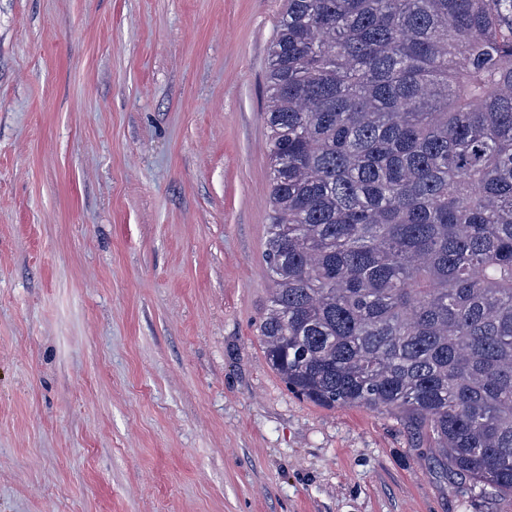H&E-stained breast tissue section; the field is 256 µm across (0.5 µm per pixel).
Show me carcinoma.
Wrapping results in <instances>:
<instances>
[{"mask_svg": "<svg viewBox=\"0 0 512 512\" xmlns=\"http://www.w3.org/2000/svg\"><path fill=\"white\" fill-rule=\"evenodd\" d=\"M266 90L269 364L512 496V0H287Z\"/></svg>", "mask_w": 512, "mask_h": 512, "instance_id": "obj_1", "label": "carcinoma"}]
</instances>
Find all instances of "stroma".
I'll list each match as a JSON object with an SVG mask.
<instances>
[{"mask_svg":"<svg viewBox=\"0 0 512 512\" xmlns=\"http://www.w3.org/2000/svg\"><path fill=\"white\" fill-rule=\"evenodd\" d=\"M284 0H0V512H512L269 367Z\"/></svg>","mask_w":512,"mask_h":512,"instance_id":"1","label":"stroma"}]
</instances>
